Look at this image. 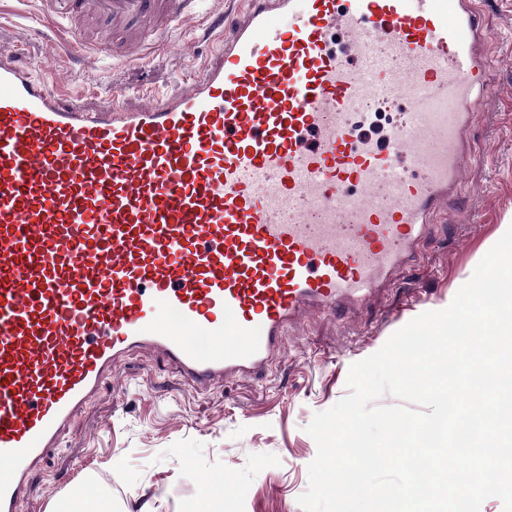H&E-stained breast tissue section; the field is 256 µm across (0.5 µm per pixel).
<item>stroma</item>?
Returning <instances> with one entry per match:
<instances>
[{
	"label": "stroma",
	"instance_id": "stroma-1",
	"mask_svg": "<svg viewBox=\"0 0 512 512\" xmlns=\"http://www.w3.org/2000/svg\"><path fill=\"white\" fill-rule=\"evenodd\" d=\"M244 7L203 0L195 26L146 43L131 64L113 52L111 25L87 31V50L47 17L44 0H0V51L35 68L54 60L86 105L132 106L142 93L180 89L215 50L219 21ZM482 23L493 34L488 60L497 77L472 119L484 161L432 217L418 264L397 270L356 313L304 314L262 378L195 390L152 351H131L32 475L21 512H56L70 486L93 479L111 482L112 512H188L208 484L219 512H302L298 498L317 454L306 431L314 414L348 394L353 363L420 314L448 307L512 216V0H493Z\"/></svg>",
	"mask_w": 512,
	"mask_h": 512
}]
</instances>
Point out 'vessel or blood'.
<instances>
[{"label": "vessel or blood", "mask_w": 512, "mask_h": 512, "mask_svg": "<svg viewBox=\"0 0 512 512\" xmlns=\"http://www.w3.org/2000/svg\"><path fill=\"white\" fill-rule=\"evenodd\" d=\"M125 57L193 0H66ZM485 0H249L197 77L63 104L0 53V512L131 350L194 389L265 374L289 325L420 258L479 152ZM348 35L349 55L328 39ZM405 105L384 143L361 104Z\"/></svg>", "instance_id": "b4317fda"}]
</instances>
